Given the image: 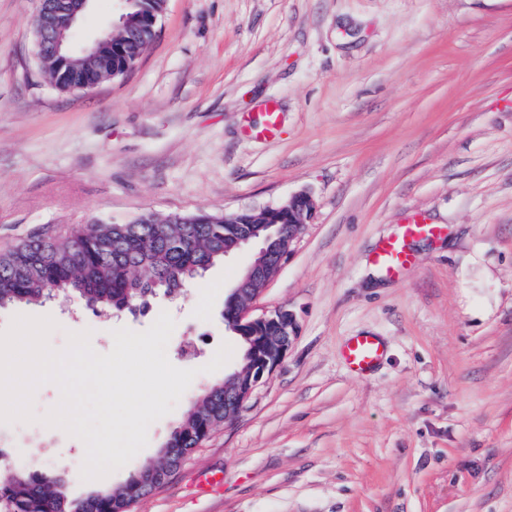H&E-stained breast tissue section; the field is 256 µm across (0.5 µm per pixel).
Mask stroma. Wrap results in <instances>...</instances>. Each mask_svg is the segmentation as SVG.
Segmentation results:
<instances>
[{
	"mask_svg": "<svg viewBox=\"0 0 512 512\" xmlns=\"http://www.w3.org/2000/svg\"><path fill=\"white\" fill-rule=\"evenodd\" d=\"M37 7L0 0V253L95 221L260 211L301 191L316 204L256 302L296 315L283 362L133 512H512V0H167L132 69L71 93L39 69ZM268 100L272 140L253 132ZM413 212L448 231L412 241L414 268L386 277L369 256ZM258 249L143 314L0 310V330L49 316L51 348L87 330L100 354L166 311L169 361L197 372L105 478L82 480V441L40 423L53 384L35 392L37 422L0 424V452L63 476L73 499L155 461L238 364L204 370L238 343L224 301ZM358 334L385 345L360 376L342 355ZM202 470L223 472L222 493L198 495Z\"/></svg>",
	"mask_w": 512,
	"mask_h": 512,
	"instance_id": "stroma-1",
	"label": "stroma"
}]
</instances>
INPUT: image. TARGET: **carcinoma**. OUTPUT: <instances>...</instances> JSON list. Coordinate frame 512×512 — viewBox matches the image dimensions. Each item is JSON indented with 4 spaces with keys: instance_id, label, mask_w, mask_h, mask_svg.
I'll list each match as a JSON object with an SVG mask.
<instances>
[{
    "instance_id": "cac0c4a2",
    "label": "carcinoma",
    "mask_w": 512,
    "mask_h": 512,
    "mask_svg": "<svg viewBox=\"0 0 512 512\" xmlns=\"http://www.w3.org/2000/svg\"><path fill=\"white\" fill-rule=\"evenodd\" d=\"M154 32L124 46L121 33L112 36V72L137 61ZM69 80L56 89L73 92L109 77L97 60L80 50L71 53ZM180 224L172 218H151L149 224H86L64 235H39L0 253V309L41 304L60 296L76 298L95 311L117 310L143 296L171 294V282L187 284L224 260V247L239 238L243 225L262 224L259 213L242 212L224 223L222 214H193ZM224 423V382L211 384L191 403L160 450L157 461L144 466L124 484L76 500L64 491L65 479L45 472L16 474L0 470V512H128L130 505L159 485L155 473L173 474L182 460Z\"/></svg>"
}]
</instances>
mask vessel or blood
<instances>
[{
	"label": "vessel or blood",
	"instance_id": "vessel-or-blood-1",
	"mask_svg": "<svg viewBox=\"0 0 512 512\" xmlns=\"http://www.w3.org/2000/svg\"><path fill=\"white\" fill-rule=\"evenodd\" d=\"M264 121L256 130L265 139L277 135L281 114L275 102H267L263 107ZM446 229L440 224L425 223L419 216L410 217L402 225L398 235L381 240L372 254V261L389 277H400L416 264V256L407 245L415 238H438ZM384 345L378 337L356 335L350 337L343 347V357L352 374L362 375L371 371L384 356Z\"/></svg>",
	"mask_w": 512,
	"mask_h": 512
}]
</instances>
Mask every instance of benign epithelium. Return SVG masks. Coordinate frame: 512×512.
<instances>
[{"instance_id":"1","label":"benign epithelium","mask_w":512,"mask_h":512,"mask_svg":"<svg viewBox=\"0 0 512 512\" xmlns=\"http://www.w3.org/2000/svg\"><path fill=\"white\" fill-rule=\"evenodd\" d=\"M78 18V12L58 7L57 0H40L39 10L33 20L35 47L39 49L37 56H42V51L47 48L56 55L68 51V36ZM313 208L310 194L300 192L289 196L286 202L277 207L263 210L268 218L278 213L288 215V223L266 225L279 238V247L273 251L261 248V259L247 266L245 280L231 290V294L240 298V301L224 306V323L238 335L249 334L256 328L269 330L273 335L247 337L252 349V367L243 372H234L230 380L224 382L226 422L234 419L256 388L273 375L297 335L296 317L288 309L279 308L258 316L252 314L253 303L262 292L254 284L268 283L269 270H278L288 261L293 243L310 220Z\"/></svg>"}]
</instances>
